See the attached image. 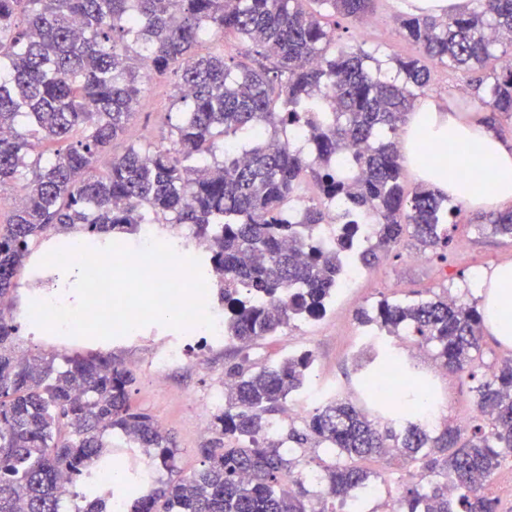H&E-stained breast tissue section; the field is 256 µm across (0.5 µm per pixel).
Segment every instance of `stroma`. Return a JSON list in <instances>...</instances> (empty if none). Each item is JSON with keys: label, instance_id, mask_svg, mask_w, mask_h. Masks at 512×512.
Segmentation results:
<instances>
[{"label": "stroma", "instance_id": "35a3bbf8", "mask_svg": "<svg viewBox=\"0 0 512 512\" xmlns=\"http://www.w3.org/2000/svg\"><path fill=\"white\" fill-rule=\"evenodd\" d=\"M411 0H377L369 25L343 21L338 33L343 42L362 46L383 59V72H391L389 58L414 54V47L402 37L393 36L394 17L406 11ZM431 80L424 96L442 102L446 108L467 115L492 118V127L503 141L512 142V117L491 116L488 108L470 94L460 73L447 65L430 66ZM173 75H156L142 89V103L125 133L112 144V155H121L130 143L154 148L168 145L169 115L178 111ZM453 231L458 243V259L449 267L425 260L412 262L410 239L381 254L379 261L364 269L349 296L337 298L334 308L321 318L298 323L278 334L259 340L249 347L232 342L219 345L196 343L190 346L184 362L171 367L164 388H157L150 368L157 336L169 334V327L152 323L143 335L112 344L110 351L129 366L134 374L130 386L133 407L148 412L173 435L179 449L178 465L182 473L200 467L197 450L204 441V429L214 418L208 407L210 394L221 386L233 364L269 366L283 357L304 350L314 356V373L323 386L324 399L340 395L358 406L366 401L361 391L362 371L357 358L363 346L356 312L372 308L384 298L403 299L420 295L427 298L442 289H450L465 302L477 301L481 272L501 263L512 262V241H506L480 227L476 213L462 209ZM419 371L428 378L439 399L442 421L451 426H466L475 407L472 383L463 375L439 368L432 355L419 358ZM364 469L377 472L373 492L359 494L355 512H389L393 498L411 484L414 465L400 461L389 463L376 458L362 460Z\"/></svg>", "mask_w": 512, "mask_h": 512}]
</instances>
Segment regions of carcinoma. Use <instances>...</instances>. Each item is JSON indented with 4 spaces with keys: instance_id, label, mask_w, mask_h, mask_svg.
Masks as SVG:
<instances>
[{
    "instance_id": "obj_1",
    "label": "carcinoma",
    "mask_w": 512,
    "mask_h": 512,
    "mask_svg": "<svg viewBox=\"0 0 512 512\" xmlns=\"http://www.w3.org/2000/svg\"><path fill=\"white\" fill-rule=\"evenodd\" d=\"M305 2L0 0V185H16L21 199L0 228V512H64L68 493L73 512H105L110 496L83 488L120 445L168 474L128 498L124 512H337L328 502L342 508L373 484L357 462L386 454L420 473L395 500L397 512H497L483 486L512 461V357L484 362L478 305L450 301L446 289L384 298L359 320L382 338L414 337L466 375L479 409L467 426L424 422V387L403 382L399 412L387 419L336 397L286 429L271 415L309 387L307 350L228 368L234 386L197 449L202 467L188 476L173 438L132 407L133 373L114 356L14 350L17 326L1 306L31 244L51 231L115 241L140 224L188 225L207 248L204 277L219 276L224 339L243 346L323 316L348 259L368 268L407 233L419 253L452 265L448 225L461 206L423 184L406 190L396 135L430 82L426 59L474 75L482 104L512 116V68L503 66L512 59V0H469L439 19L400 13V34L420 54L396 58L392 80ZM313 2L362 21L375 0ZM228 33L252 45L253 65L196 51ZM495 55L499 69L481 73ZM143 56L150 72L178 75L185 109L170 123V146L132 143L100 174V158L140 105ZM58 143L64 148L36 150ZM230 143L249 160L224 152ZM308 178L316 201L305 197ZM333 214L340 227L326 244L319 229ZM360 214L374 224L365 240ZM486 223L512 240V209ZM309 448L328 455L315 481L306 476Z\"/></svg>"
}]
</instances>
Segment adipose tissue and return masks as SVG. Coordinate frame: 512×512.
<instances>
[{"instance_id": "adipose-tissue-1", "label": "adipose tissue", "mask_w": 512, "mask_h": 512, "mask_svg": "<svg viewBox=\"0 0 512 512\" xmlns=\"http://www.w3.org/2000/svg\"><path fill=\"white\" fill-rule=\"evenodd\" d=\"M471 140L479 155L472 160L478 177L457 176L454 166L437 168L422 158L425 148L451 149L456 143ZM401 150L418 180L435 187L453 201L471 209L504 208L512 205V146L502 142L481 119L466 118L457 112L441 110L431 100L417 104ZM481 309L487 331L502 343L512 344V320L501 319V312L512 311V263L497 265L478 277Z\"/></svg>"}]
</instances>
